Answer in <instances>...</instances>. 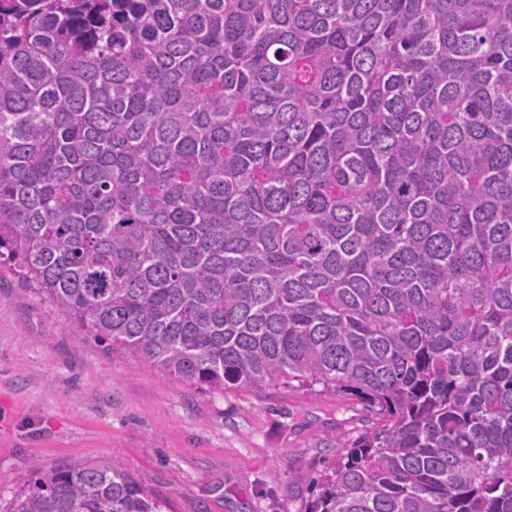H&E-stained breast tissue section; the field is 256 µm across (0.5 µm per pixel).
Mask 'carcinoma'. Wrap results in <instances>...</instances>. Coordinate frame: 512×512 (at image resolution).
<instances>
[{
    "mask_svg": "<svg viewBox=\"0 0 512 512\" xmlns=\"http://www.w3.org/2000/svg\"><path fill=\"white\" fill-rule=\"evenodd\" d=\"M2 260L186 384L359 398L306 512H512V0H0Z\"/></svg>",
    "mask_w": 512,
    "mask_h": 512,
    "instance_id": "cac0c4a2",
    "label": "carcinoma"
}]
</instances>
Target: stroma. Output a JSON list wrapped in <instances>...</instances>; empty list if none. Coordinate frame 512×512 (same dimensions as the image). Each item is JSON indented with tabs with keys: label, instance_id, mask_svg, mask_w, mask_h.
I'll list each match as a JSON object with an SVG mask.
<instances>
[{
	"label": "stroma",
	"instance_id": "1",
	"mask_svg": "<svg viewBox=\"0 0 512 512\" xmlns=\"http://www.w3.org/2000/svg\"><path fill=\"white\" fill-rule=\"evenodd\" d=\"M373 415L322 388L208 390L106 351L0 266V512L34 467L119 461L167 512H305Z\"/></svg>",
	"mask_w": 512,
	"mask_h": 512
}]
</instances>
